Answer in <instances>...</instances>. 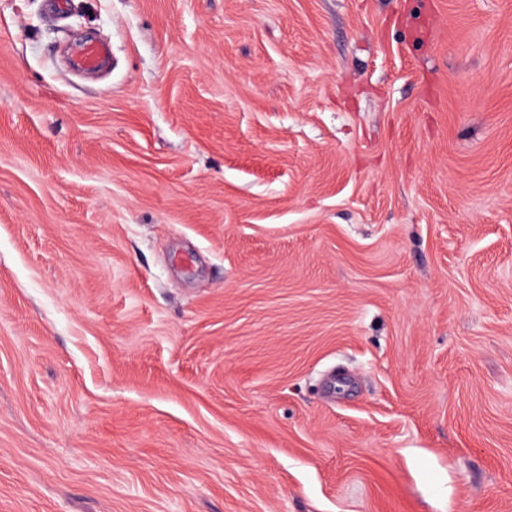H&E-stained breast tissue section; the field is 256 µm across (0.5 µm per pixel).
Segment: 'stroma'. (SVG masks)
<instances>
[{"label":"stroma","mask_w":512,"mask_h":512,"mask_svg":"<svg viewBox=\"0 0 512 512\" xmlns=\"http://www.w3.org/2000/svg\"><path fill=\"white\" fill-rule=\"evenodd\" d=\"M0 512H512V0H0Z\"/></svg>","instance_id":"stroma-1"}]
</instances>
